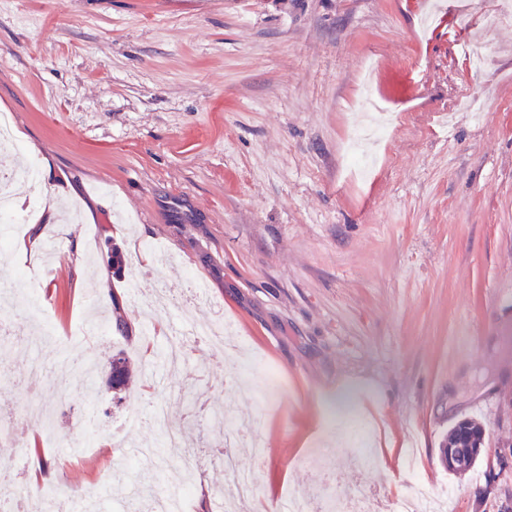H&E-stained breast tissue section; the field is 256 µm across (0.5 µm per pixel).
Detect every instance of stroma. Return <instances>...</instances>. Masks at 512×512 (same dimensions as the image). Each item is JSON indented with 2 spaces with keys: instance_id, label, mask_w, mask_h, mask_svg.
<instances>
[{
  "instance_id": "obj_1",
  "label": "stroma",
  "mask_w": 512,
  "mask_h": 512,
  "mask_svg": "<svg viewBox=\"0 0 512 512\" xmlns=\"http://www.w3.org/2000/svg\"><path fill=\"white\" fill-rule=\"evenodd\" d=\"M445 5L434 32L410 0H0V113L39 167L18 211L41 234L7 267L34 272L60 246L33 304L0 308V417L28 416L7 452L22 490L49 484L67 505L93 493L106 510L129 448L146 482L174 484L180 459L155 452L162 405L200 462L181 512H224V429L189 417L204 396L255 412L268 448L238 450L258 484L238 512L362 483L375 512L422 484L452 489L438 512H512V7ZM413 70L417 90L388 100L385 138L364 144L375 168L351 173L352 127L372 123L359 100ZM53 187L78 222L44 220ZM219 318L235 343L146 373L173 321ZM120 350L132 376L115 392ZM32 357L71 367L67 385L31 382ZM251 359L279 375L267 401L232 383ZM465 417L487 439L456 475L440 447ZM327 466L336 484L320 483Z\"/></svg>"
}]
</instances>
